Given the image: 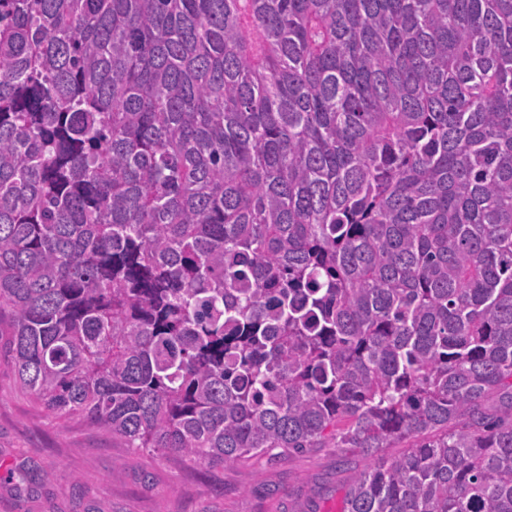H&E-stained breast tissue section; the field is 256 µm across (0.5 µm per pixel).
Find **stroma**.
Returning <instances> with one entry per match:
<instances>
[{"mask_svg": "<svg viewBox=\"0 0 512 512\" xmlns=\"http://www.w3.org/2000/svg\"><path fill=\"white\" fill-rule=\"evenodd\" d=\"M0 467L37 468L46 481L0 483V512H341L346 475L323 448L211 466L121 447L103 428L49 415L0 358Z\"/></svg>", "mask_w": 512, "mask_h": 512, "instance_id": "stroma-1", "label": "stroma"}]
</instances>
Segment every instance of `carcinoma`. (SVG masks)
Instances as JSON below:
<instances>
[{"mask_svg":"<svg viewBox=\"0 0 512 512\" xmlns=\"http://www.w3.org/2000/svg\"><path fill=\"white\" fill-rule=\"evenodd\" d=\"M0 356L125 448L512 512V0H0Z\"/></svg>","mask_w":512,"mask_h":512,"instance_id":"obj_1","label":"carcinoma"}]
</instances>
